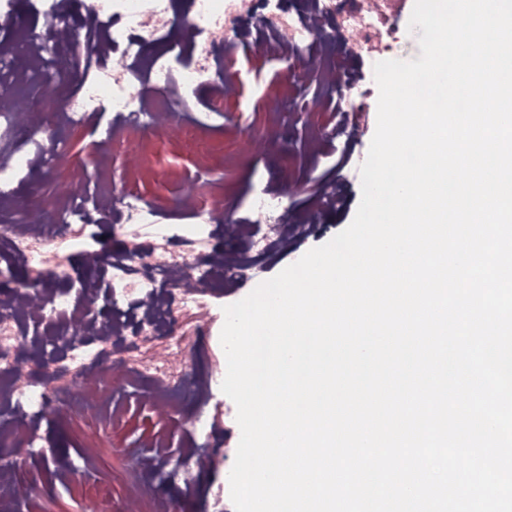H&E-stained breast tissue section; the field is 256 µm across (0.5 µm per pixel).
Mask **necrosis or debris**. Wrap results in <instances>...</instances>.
<instances>
[{"mask_svg": "<svg viewBox=\"0 0 512 512\" xmlns=\"http://www.w3.org/2000/svg\"><path fill=\"white\" fill-rule=\"evenodd\" d=\"M38 0L37 14L18 10L16 0H0V20L20 26L26 39L9 46L8 70L28 58L39 75L50 61L69 60L83 51L92 61L88 73H76L77 86L60 83L38 98L14 88L0 92V256L24 267L34 290L0 292V512H16L18 499L8 458L17 447L40 445L38 429L56 412L60 394L72 411L89 414L97 400L132 382L148 386L159 406L171 412L190 404L191 435L212 437L213 418L205 414L221 380L214 368L197 379L177 374L173 364L197 348L208 325L197 315L210 313L215 279L232 287L250 277L257 255L273 252L288 235L308 232L289 223L280 191H267L248 202L246 221L223 226L217 203L219 187L200 184L194 195L167 197L144 205L130 185H113L107 155H100L95 187L73 180L63 196L20 200L22 182L38 180L61 165L63 153L39 131L46 121L81 128L102 110L113 114L102 143L121 142L147 152L146 129L176 135L185 132L184 114L202 90H210L211 113L224 112L233 91L224 72L227 46L250 41L248 21L260 16L261 52L293 61L297 78L311 75L348 85L364 100L362 82L351 71L326 63L321 46L328 32L346 34L353 52L378 40L384 18L376 0H308L304 8L284 0H183L188 16L183 35L171 39L173 0ZM50 17L39 26L36 15ZM186 212L188 224H168L166 212ZM90 224H108L125 241L105 269L104 284L66 277L71 250L81 245ZM265 233L255 237V225ZM254 240L255 253L228 261L215 246L223 235ZM196 320L194 331L183 322Z\"/></svg>", "mask_w": 512, "mask_h": 512, "instance_id": "4bbe7bcc", "label": "necrosis or debris"}]
</instances>
